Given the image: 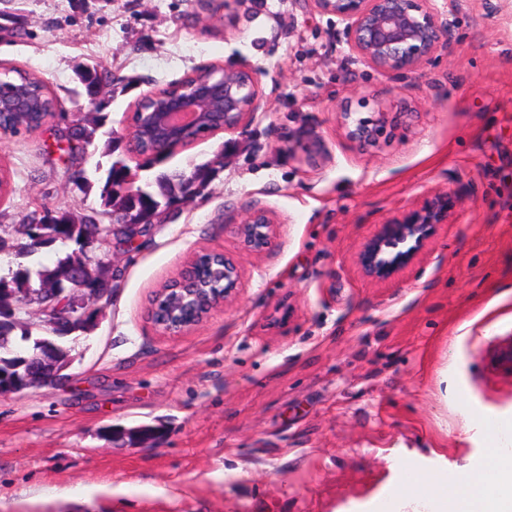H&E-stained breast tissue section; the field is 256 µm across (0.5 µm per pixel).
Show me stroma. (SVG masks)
<instances>
[{
    "label": "stroma",
    "mask_w": 512,
    "mask_h": 512,
    "mask_svg": "<svg viewBox=\"0 0 512 512\" xmlns=\"http://www.w3.org/2000/svg\"><path fill=\"white\" fill-rule=\"evenodd\" d=\"M438 3L451 51L383 77L313 0H0V69L45 81L56 125L106 117L75 165L51 130L0 134V237L45 205L100 208L114 158L137 185L213 169L132 247L96 250L112 300L94 332L64 338L65 382L0 396V512H379L404 470L453 489L512 441V374L495 362L512 338V0ZM227 63L258 74L251 120L158 164L127 158L143 93ZM347 106L388 112L379 147L347 139ZM310 142L308 165L293 147ZM438 194L453 208L419 257L365 277L378 226ZM257 207L279 236L252 254L226 223ZM200 249L233 255L244 287L161 334L149 300ZM143 426L149 441L129 442Z\"/></svg>",
    "instance_id": "35a3bbf8"
}]
</instances>
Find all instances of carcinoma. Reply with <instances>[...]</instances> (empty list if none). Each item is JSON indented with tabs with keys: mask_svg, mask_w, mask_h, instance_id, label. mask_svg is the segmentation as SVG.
<instances>
[{
	"mask_svg": "<svg viewBox=\"0 0 512 512\" xmlns=\"http://www.w3.org/2000/svg\"><path fill=\"white\" fill-rule=\"evenodd\" d=\"M21 86L27 88L32 96L41 104L51 105L54 102L46 84L20 71L5 69L0 72V86ZM45 113L32 112L19 116L11 112L0 113V127L7 129L11 134L20 136L41 129ZM105 118H93L91 120L80 119L73 121L72 125L65 129L55 131L57 138L68 143L66 154L71 162H76L83 156L84 148L92 143L96 132L104 126ZM127 165L116 166L111 163L105 171L104 183L101 187L100 198L103 209L92 210L86 214L72 215L68 212L53 211L50 223H45V216L39 210H34L22 221L27 225H44V237H28L25 256H32L42 250H52L58 245L65 246L69 243L79 244L83 239L89 241L98 233L99 225L104 218L112 215L114 207H134L145 223H152L155 206L162 205L166 199L178 197L183 194L188 184L195 186V192H200L206 187L210 170L198 168L190 174L162 173L157 176L155 184L157 189L147 190V194L138 197H130L120 194H112V188L122 189L126 183ZM67 287L78 293H86L90 290L106 296V300L112 297V269L105 265L104 261L97 260L92 263L86 250L78 248L77 253H71L57 260L52 267L40 266L34 268L30 265H21L15 271L8 272V276H0V300L7 298H20L30 292L44 289L53 291L57 288ZM46 333L43 346L39 349V355L25 352L24 348L17 345L15 332H20V337L31 335L29 328L21 323L9 319L0 313V386L13 387L21 390V384L13 370V358L16 355H26L31 358V365H40L50 360L60 362L67 356L68 349L57 343V339L69 336L74 327L63 325L43 326Z\"/></svg>",
	"mask_w": 512,
	"mask_h": 512,
	"instance_id": "cac0c4a2",
	"label": "carcinoma"
}]
</instances>
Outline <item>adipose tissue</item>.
Masks as SVG:
<instances>
[{"mask_svg": "<svg viewBox=\"0 0 512 512\" xmlns=\"http://www.w3.org/2000/svg\"><path fill=\"white\" fill-rule=\"evenodd\" d=\"M409 482L412 491L400 497L395 512H470L475 502L482 512H512V452L492 449L485 468L467 473L452 493L439 479L413 474Z\"/></svg>", "mask_w": 512, "mask_h": 512, "instance_id": "obj_1", "label": "adipose tissue"}]
</instances>
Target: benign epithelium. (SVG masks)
Listing matches in <instances>:
<instances>
[{
    "label": "benign epithelium",
    "instance_id": "obj_1",
    "mask_svg": "<svg viewBox=\"0 0 512 512\" xmlns=\"http://www.w3.org/2000/svg\"><path fill=\"white\" fill-rule=\"evenodd\" d=\"M318 11L344 24L343 35L349 50L381 76L416 74L437 53L452 48V29L436 0H314ZM258 80L247 66L202 68L189 75L165 94L148 91L135 107L140 118L131 119L129 144L144 143L152 159H163L181 145L183 138L199 127L216 125L235 131L257 110ZM31 95L17 89L0 94V112H39ZM347 136L363 147H374L386 126L389 113L377 112L370 118H352L348 109L339 113ZM451 198L435 195L379 226L359 254L365 276L385 279L405 269L434 236L437 225L448 218ZM141 224L131 212L115 210L110 224L101 228H126L137 232ZM231 229L243 247L252 253L272 248L278 237L273 214L264 208L253 209ZM203 255L210 256V270L221 276L220 288H208L187 279L188 270ZM175 288H160L150 306L149 317L159 314L155 327L167 335H181L199 326L217 307L235 299L243 288L236 259L224 252L200 250L172 277ZM104 297L86 294L80 299L35 291L17 303L9 302L15 318L29 313L32 305L44 316L43 323L66 320L81 325L90 311L101 317Z\"/></svg>",
    "mask_w": 512,
    "mask_h": 512
}]
</instances>
